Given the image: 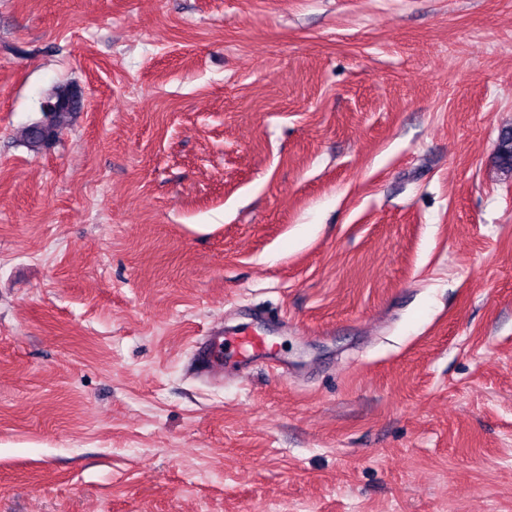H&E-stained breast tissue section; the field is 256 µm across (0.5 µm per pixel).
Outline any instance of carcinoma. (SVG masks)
<instances>
[{"instance_id": "1", "label": "carcinoma", "mask_w": 512, "mask_h": 512, "mask_svg": "<svg viewBox=\"0 0 512 512\" xmlns=\"http://www.w3.org/2000/svg\"><path fill=\"white\" fill-rule=\"evenodd\" d=\"M83 107L81 91L72 85L58 86L42 105L43 118L24 130L27 145L39 151L55 143ZM496 162L501 173L512 176V127L501 131Z\"/></svg>"}]
</instances>
